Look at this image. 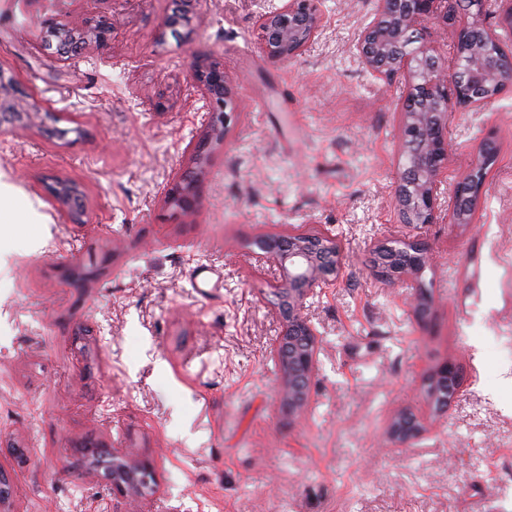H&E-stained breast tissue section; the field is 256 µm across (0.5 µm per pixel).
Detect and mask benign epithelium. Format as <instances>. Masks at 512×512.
<instances>
[{
  "mask_svg": "<svg viewBox=\"0 0 512 512\" xmlns=\"http://www.w3.org/2000/svg\"><path fill=\"white\" fill-rule=\"evenodd\" d=\"M486 0H378L376 19L361 33L357 45L360 63L387 81L406 73L409 86L400 112L402 142L400 168L395 188L397 216L407 226L433 224L438 218V197L447 177L448 142L445 130L452 113L490 109L504 89L512 84V46L504 44L495 29L483 22ZM497 26L512 28V0H494ZM432 21L456 28L455 61L448 60L437 47L424 44L416 49V34ZM323 24L317 0H281V4L262 12L257 19L262 51L275 62H288L303 54L319 37ZM112 26L104 17H88L80 23L43 24V45L69 60L90 45L104 47ZM478 43L497 46V53L485 57L466 55V48ZM190 76L197 85L204 119L203 139L211 145L226 143L235 118L230 88L224 68L210 57L192 54ZM13 77L0 71V106L10 112L0 115V133L27 128L37 118L35 106L17 95ZM491 137L483 140L471 166L456 183L448 208V223L472 224L478 203L494 165L497 152ZM167 204L177 203L187 217L195 216L200 198L183 189L181 175L175 174L165 188ZM263 257L282 271L273 288L274 310L281 334L272 357L278 369L277 395L291 415L300 414L309 402V388L318 372L319 341L305 313L306 300L318 288L336 284L342 265V247L327 231L288 229L256 236ZM403 249L415 251L410 269L394 271L381 261L386 245L372 248L378 275L385 281L416 280L433 262L427 247L418 241L403 242ZM455 371L452 364L439 367L428 380V392L436 409L448 405L438 400L436 382ZM423 431L411 413L399 414L390 424L391 437L409 442ZM156 488L154 468L129 454L112 452V494L129 504L151 495Z\"/></svg>",
  "mask_w": 512,
  "mask_h": 512,
  "instance_id": "benign-epithelium-1",
  "label": "benign epithelium"
}]
</instances>
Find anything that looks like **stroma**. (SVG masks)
I'll return each mask as SVG.
<instances>
[{
	"mask_svg": "<svg viewBox=\"0 0 512 512\" xmlns=\"http://www.w3.org/2000/svg\"><path fill=\"white\" fill-rule=\"evenodd\" d=\"M277 0H0V69L66 139L0 134V512H118L109 483L74 468L93 439L155 467L142 512H512V89L490 111L453 113L441 206L487 134L498 160L470 226L399 223V107L355 44L376 0H318L319 39L269 62L255 16ZM105 16L106 47L60 61L44 21ZM221 62L237 117L199 181L197 223L168 220L160 192L199 140L191 53ZM165 94L169 108L157 115ZM75 182L71 222L46 189ZM339 239L335 288L311 299L319 370L301 416L276 398L271 351L280 278L254 239L275 225ZM425 242L417 289L382 280L377 242ZM93 267L83 288L65 266ZM209 268L212 287L191 284ZM454 362L459 394L436 412L428 377ZM423 423L392 442L393 416Z\"/></svg>",
	"mask_w": 512,
	"mask_h": 512,
	"instance_id": "stroma-1",
	"label": "stroma"
}]
</instances>
